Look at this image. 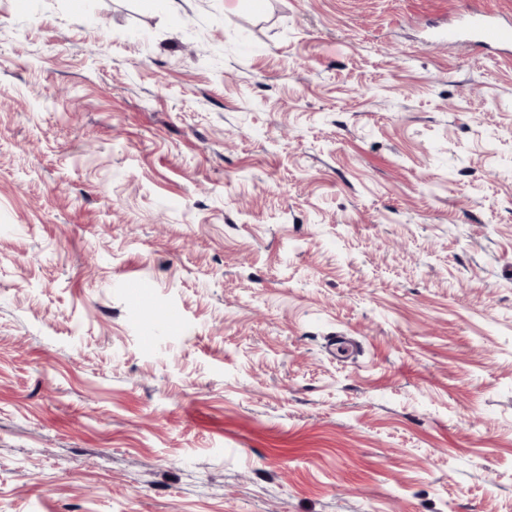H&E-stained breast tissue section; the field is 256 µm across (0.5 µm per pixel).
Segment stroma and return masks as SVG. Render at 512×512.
<instances>
[{"label": "stroma", "mask_w": 512, "mask_h": 512, "mask_svg": "<svg viewBox=\"0 0 512 512\" xmlns=\"http://www.w3.org/2000/svg\"><path fill=\"white\" fill-rule=\"evenodd\" d=\"M467 8L512 16L0 0V512H512V49L426 40Z\"/></svg>", "instance_id": "obj_1"}]
</instances>
